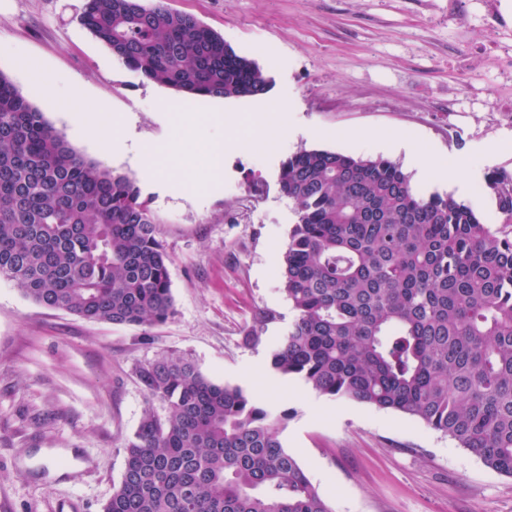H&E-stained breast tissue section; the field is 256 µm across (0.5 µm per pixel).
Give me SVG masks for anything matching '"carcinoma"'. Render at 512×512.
Listing matches in <instances>:
<instances>
[{
	"instance_id": "carcinoma-1",
	"label": "carcinoma",
	"mask_w": 512,
	"mask_h": 512,
	"mask_svg": "<svg viewBox=\"0 0 512 512\" xmlns=\"http://www.w3.org/2000/svg\"><path fill=\"white\" fill-rule=\"evenodd\" d=\"M82 24L142 79L189 97L261 96L271 80L194 16L85 0ZM296 222L278 277L295 318L272 368L314 392L420 419L512 477V175L500 224L416 192L400 164L301 149L280 165ZM170 257L135 177L87 160L0 72V280L121 326L174 314ZM144 411L102 512H332L278 438L282 417L181 358L137 370Z\"/></svg>"
}]
</instances>
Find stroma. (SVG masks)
<instances>
[{
  "label": "stroma",
  "mask_w": 512,
  "mask_h": 512,
  "mask_svg": "<svg viewBox=\"0 0 512 512\" xmlns=\"http://www.w3.org/2000/svg\"><path fill=\"white\" fill-rule=\"evenodd\" d=\"M194 15L273 78L259 98L171 104L80 23L85 0H0V72L84 157L80 112L126 119L128 148L161 144L180 112L224 140V187L204 171L136 177L170 257L174 315L153 326L89 322L0 281V512H100L149 400L140 366L182 358L288 414L279 430L333 512H512V477L419 419L320 396L271 366L295 313L277 269L296 220L280 164L299 149L413 167L380 138L446 165L465 159L459 197L496 223L488 173L512 174V0H144ZM77 98L72 110L67 98ZM234 113L231 127L215 113ZM269 321L259 322L260 313ZM258 339L246 342L248 332Z\"/></svg>",
  "instance_id": "1"
}]
</instances>
